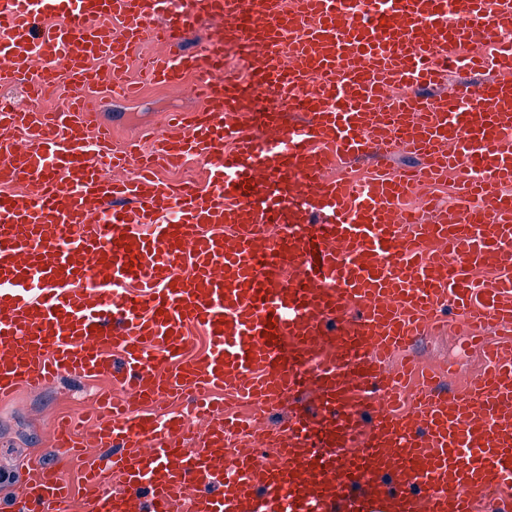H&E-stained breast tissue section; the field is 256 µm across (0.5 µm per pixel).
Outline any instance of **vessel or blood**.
Instances as JSON below:
<instances>
[{
    "mask_svg": "<svg viewBox=\"0 0 512 512\" xmlns=\"http://www.w3.org/2000/svg\"><path fill=\"white\" fill-rule=\"evenodd\" d=\"M511 30L512 0H0V399L114 386L54 429L79 484L30 465L0 512H512V46L453 53ZM449 67L481 80L434 96ZM146 83L202 106L115 146L94 102ZM191 159L206 186L161 177ZM452 324L461 384L413 351Z\"/></svg>",
    "mask_w": 512,
    "mask_h": 512,
    "instance_id": "vessel-or-blood-1",
    "label": "vessel or blood"
}]
</instances>
